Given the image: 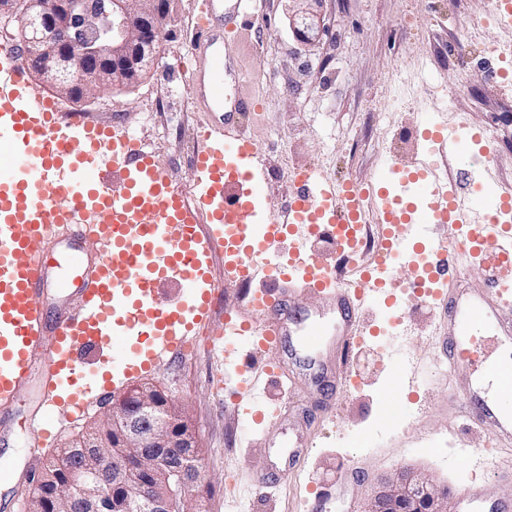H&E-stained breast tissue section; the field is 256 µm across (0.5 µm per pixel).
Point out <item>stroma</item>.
<instances>
[{
    "instance_id": "35a3bbf8",
    "label": "stroma",
    "mask_w": 512,
    "mask_h": 512,
    "mask_svg": "<svg viewBox=\"0 0 512 512\" xmlns=\"http://www.w3.org/2000/svg\"><path fill=\"white\" fill-rule=\"evenodd\" d=\"M204 2L174 0L158 63L138 83L103 90L90 104H62L90 122L138 132L180 182L190 174L205 114L173 70L191 65L186 51ZM494 4L323 0L325 33L319 48L305 54L289 30L288 0H259V22L242 23L224 37L242 76L237 91L256 103L248 122L270 210L287 206L289 175L299 169L364 185L387 159L412 167L423 151L417 135L427 105L496 131L497 183L512 189V93L484 82L479 72L489 48L512 41V30L482 22ZM361 317L367 324L391 318L398 324L390 334L363 336L343 355L350 384L335 393L328 410L307 366L295 361V388L269 381L254 406L260 422L245 425L234 411L239 380L227 373L224 388L216 389L219 366L206 336L149 374L195 433L204 512H363L399 469L429 475L452 493L479 482L491 498L512 503V482L496 478L512 467V445H497L459 413L451 395L466 377L445 363L437 310L413 297L396 306L374 300ZM399 382L405 388L389 423L381 410ZM40 401L38 385H31L0 435V468L21 476L18 484L0 486V512H27L44 466L106 412L93 406L42 445L26 426ZM295 441L305 454L289 471L283 450Z\"/></svg>"
}]
</instances>
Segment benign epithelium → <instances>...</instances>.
<instances>
[{
	"instance_id": "obj_1",
	"label": "benign epithelium",
	"mask_w": 512,
	"mask_h": 512,
	"mask_svg": "<svg viewBox=\"0 0 512 512\" xmlns=\"http://www.w3.org/2000/svg\"><path fill=\"white\" fill-rule=\"evenodd\" d=\"M322 0H289L290 29L306 52L324 32ZM170 0H0L13 23L16 44L39 64V77L63 100L92 102L101 88H124L158 60L162 23ZM82 448H105L112 475L90 462L72 473L80 512H197L201 470L193 463L192 429L181 409L157 386L130 387L112 411L79 440ZM148 457L157 480L153 491L130 495L140 480L124 463ZM446 489L431 479L399 470L366 504L364 512H447Z\"/></svg>"
}]
</instances>
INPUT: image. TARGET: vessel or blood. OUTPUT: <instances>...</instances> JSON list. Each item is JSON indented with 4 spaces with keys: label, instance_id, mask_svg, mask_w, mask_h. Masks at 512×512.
Here are the masks:
<instances>
[{
    "label": "vessel or blood",
    "instance_id": "vessel-or-blood-1",
    "mask_svg": "<svg viewBox=\"0 0 512 512\" xmlns=\"http://www.w3.org/2000/svg\"><path fill=\"white\" fill-rule=\"evenodd\" d=\"M257 8V0H205L187 79L209 118L185 186L132 132L61 113L31 84L25 63L0 51V422L43 373L54 393L28 421L38 437L93 403H110L113 379L140 378L209 328L230 286L251 292L245 308L225 309L213 347L240 363L252 397L261 376L276 372L264 354L285 339L295 338L314 367L325 337L350 350L364 333L359 312L368 298L394 287L395 264L418 256L424 263L403 287L441 310L452 368L467 372L482 362L483 333L512 340L511 192L471 193L423 161L406 171L386 163L370 194L308 168L293 173L284 216L269 213L265 173L243 123L253 102L224 93L235 74L224 26L254 18ZM510 57L496 50L484 80L512 89L501 67ZM422 139L427 152L452 162L481 143L474 171L486 181L494 147L487 131L429 121ZM371 209L386 226L387 253L385 264L366 267L354 260V230ZM437 226L450 228L452 239H434ZM86 238L92 251L79 247ZM316 242L333 247L356 283L313 255ZM67 243L77 277L57 281L68 304L52 315L41 297L56 250ZM464 261L482 270V285H467ZM171 284L186 291L188 305L159 302ZM303 294L319 295L330 321L297 323L291 301ZM461 408L499 443L512 444V416L489 404L478 385L467 383Z\"/></svg>",
    "mask_w": 512,
    "mask_h": 512
}]
</instances>
